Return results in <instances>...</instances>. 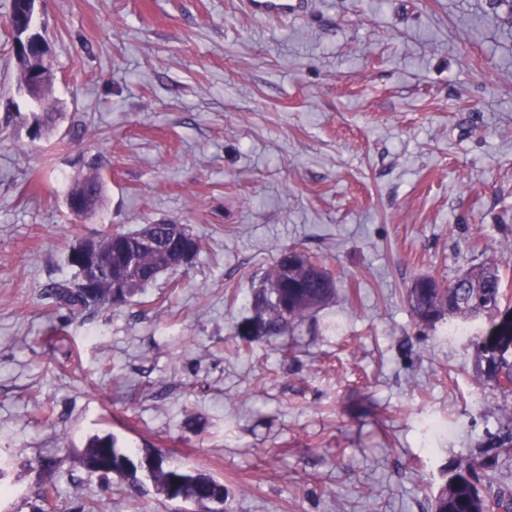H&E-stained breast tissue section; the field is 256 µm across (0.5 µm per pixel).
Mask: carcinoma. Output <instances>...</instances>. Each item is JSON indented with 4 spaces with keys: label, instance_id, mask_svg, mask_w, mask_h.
I'll list each match as a JSON object with an SVG mask.
<instances>
[{
    "label": "carcinoma",
    "instance_id": "obj_1",
    "mask_svg": "<svg viewBox=\"0 0 512 512\" xmlns=\"http://www.w3.org/2000/svg\"><path fill=\"white\" fill-rule=\"evenodd\" d=\"M53 79L52 63L49 62L44 67L36 99V103L44 109L38 116L42 135L54 130L59 116V113L52 111L46 104L52 90ZM82 182L93 186L96 192L94 198L84 200L79 213V217L90 219L103 200L104 183L94 171L85 175ZM139 265L148 284L153 282L159 273L168 270L167 260L160 252L141 254ZM273 276L272 269L262 276L253 297V306L269 311V317L258 333L260 337L284 335L291 327L325 304L334 294V291H325L310 282L305 276V270L301 268L288 278L290 289L288 308L285 309L281 302L273 301L272 294L265 288ZM109 291V281L104 279L97 293L88 294L82 289L77 274L69 280L53 282L46 289L47 298L77 312L94 310L108 304ZM505 292V281L499 269L493 265L482 264L471 267L463 274L462 282L449 283L443 292L433 288L411 291L409 304L412 315L419 322L427 320L434 313L452 319L472 320L477 318L478 306L489 299L503 301ZM493 340L494 337L486 330L477 336L476 347L481 374L486 382L502 388L507 383H512V354H489ZM511 447L512 427L491 436L466 463L453 469L439 495L431 500L430 512H512V489L495 483L489 476V471L496 465L498 458L492 450ZM117 451L119 448L114 437L96 436L87 442L81 455V464L85 466L91 458L109 453L114 455ZM177 478L184 479V484L179 486V494L187 499L202 501L215 498L222 502L227 497L224 484L201 471L183 469L176 475L161 467L154 474V483L159 493L165 495L171 492Z\"/></svg>",
    "mask_w": 512,
    "mask_h": 512
}]
</instances>
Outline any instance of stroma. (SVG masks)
I'll list each match as a JSON object with an SVG mask.
<instances>
[{
    "mask_svg": "<svg viewBox=\"0 0 512 512\" xmlns=\"http://www.w3.org/2000/svg\"><path fill=\"white\" fill-rule=\"evenodd\" d=\"M38 0L65 113L32 138L0 0V512H201L103 483L94 436L228 491L225 512H429L444 468L512 421L407 294L479 264L512 279V0ZM98 161L93 222L64 202ZM181 224L206 249L118 306L46 299L85 238ZM288 249L334 297L247 340ZM249 13L265 18H281L289 12H302L307 2L305 0H243ZM121 450L122 449L117 448L116 439L114 438V436H96L94 438H91L87 442L86 447L84 448V451L81 455V464L85 469L91 472V470H89L87 467V463L90 458H94L97 456H106L110 452L113 457V462L116 463V452L119 451L122 453H126Z\"/></svg>",
    "mask_w": 512,
    "mask_h": 512,
    "instance_id": "35a3bbf8",
    "label": "stroma"
}]
</instances>
